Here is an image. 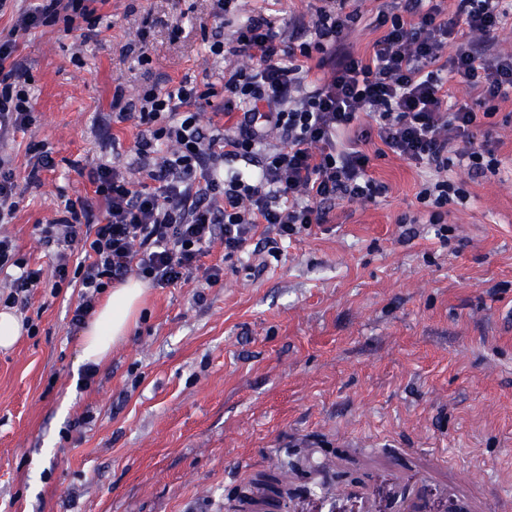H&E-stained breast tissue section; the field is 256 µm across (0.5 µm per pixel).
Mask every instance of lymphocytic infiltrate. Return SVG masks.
I'll list each match as a JSON object with an SVG mask.
<instances>
[{
	"label": "lymphocytic infiltrate",
	"mask_w": 512,
	"mask_h": 512,
	"mask_svg": "<svg viewBox=\"0 0 512 512\" xmlns=\"http://www.w3.org/2000/svg\"><path fill=\"white\" fill-rule=\"evenodd\" d=\"M94 2L35 0L0 34V139L33 122L30 78L15 60L20 38L59 23L82 41L94 40ZM360 2L321 0L300 44L262 16L231 39L215 37L210 51L226 62L222 90L185 78L170 89L144 86L130 100L116 85L113 122L139 129L133 160L123 170L105 163L89 170L105 204L101 217L86 200H69L65 217L41 230L43 242L57 247L54 288L81 287L73 327L84 324L100 290L129 273L166 288L199 270L214 284L220 266L203 268L199 260L215 244L229 259L255 236L273 245L324 224L336 202L374 201L387 187L369 175L371 158L388 152L428 169L417 198L431 207L436 236L448 241L452 229L442 210L455 191L450 168L479 176L500 166L485 122L496 102L512 97V53L493 49L512 0H456L453 9L446 0H391L375 20L381 34L366 59L344 44ZM315 51L331 76L309 89L305 61ZM451 81L475 91L484 112L450 103ZM207 109L231 125L203 123ZM375 139L380 148L363 151ZM259 153L260 172L227 176L217 167ZM75 253L80 261H72ZM8 264L16 274L0 304L11 308L27 302L44 273L0 238V269Z\"/></svg>",
	"instance_id": "obj_1"
}]
</instances>
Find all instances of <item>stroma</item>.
<instances>
[{
	"mask_svg": "<svg viewBox=\"0 0 512 512\" xmlns=\"http://www.w3.org/2000/svg\"><path fill=\"white\" fill-rule=\"evenodd\" d=\"M310 11L233 0L220 21L210 0H104L98 41L57 26L24 35L34 121L0 144L19 197L0 236L51 271L42 225L68 199L102 212L84 169L134 154L133 124L99 123L115 85L131 98L146 80L218 82L225 63L204 31ZM143 44L142 65L124 48ZM492 141L498 174H451L468 195L443 216L450 243L417 200L425 169L374 159L388 187L376 201L336 206L273 255L228 260L215 246L201 259L223 267L213 287L147 288L137 327L88 382L70 324L78 290L44 281L14 309L30 330L0 349V512H240L250 481L280 470L292 477L278 512H327L380 444L397 468L424 451L452 472L482 468L486 512H512V122ZM35 145L53 165L31 184Z\"/></svg>",
	"mask_w": 512,
	"mask_h": 512,
	"instance_id": "35a3bbf8",
	"label": "stroma"
}]
</instances>
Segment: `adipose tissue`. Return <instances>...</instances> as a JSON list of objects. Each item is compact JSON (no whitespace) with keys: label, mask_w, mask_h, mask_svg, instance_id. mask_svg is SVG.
Wrapping results in <instances>:
<instances>
[{"label":"adipose tissue","mask_w":512,"mask_h":512,"mask_svg":"<svg viewBox=\"0 0 512 512\" xmlns=\"http://www.w3.org/2000/svg\"><path fill=\"white\" fill-rule=\"evenodd\" d=\"M143 295V283L134 279L109 289L104 302L81 331L82 362L101 363L114 345L126 339L136 323Z\"/></svg>","instance_id":"adipose-tissue-1"}]
</instances>
